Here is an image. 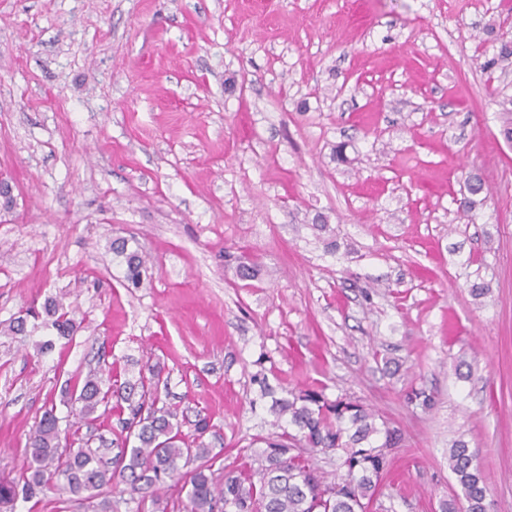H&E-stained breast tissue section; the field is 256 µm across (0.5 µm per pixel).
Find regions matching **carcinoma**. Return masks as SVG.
<instances>
[{
    "label": "carcinoma",
    "mask_w": 512,
    "mask_h": 512,
    "mask_svg": "<svg viewBox=\"0 0 512 512\" xmlns=\"http://www.w3.org/2000/svg\"><path fill=\"white\" fill-rule=\"evenodd\" d=\"M498 63L512 64V41L501 42L497 57L485 67ZM467 187L469 196L460 207L468 214L484 185L471 177ZM112 253L125 265V279L141 285L148 271L145 256L129 248L125 238L112 241ZM43 311L60 336H71L80 326L76 308L60 298L47 299ZM159 384L160 371L150 368L148 374L124 382L115 391L112 411H126L128 417L122 419L125 437L110 463L91 447L92 436L82 433L108 396L98 372H88L79 388L65 386L62 397L80 403L79 414L62 427L55 407L44 410L26 443L22 472L16 478H0V508L10 509L18 499L29 500L44 490H64L87 502L93 512H112L105 491L118 476L137 494L167 484L181 486L186 491L183 512H369L389 455L401 442L397 429L358 400L330 401L316 390L276 398L263 385L261 397H272L274 425L286 417L293 431L262 438L261 454L217 484L208 465L209 421L198 418L192 437H186L177 411L163 401ZM318 452L336 453L342 474L328 479L313 462L312 455ZM195 461L199 465H193ZM448 468L465 505L450 500L442 505V512H487L485 477L465 441L449 448Z\"/></svg>",
    "instance_id": "cac0c4a2"
}]
</instances>
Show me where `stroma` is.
Listing matches in <instances>:
<instances>
[{"mask_svg":"<svg viewBox=\"0 0 512 512\" xmlns=\"http://www.w3.org/2000/svg\"><path fill=\"white\" fill-rule=\"evenodd\" d=\"M503 37L512 0H0V328L62 293L81 322L0 335V475L45 407L68 415L66 382L154 366L183 433L210 420L216 478L271 430L261 375L399 430L393 512L459 493V439L512 512V67L483 68ZM130 235L137 287L111 249Z\"/></svg>","mask_w":512,"mask_h":512,"instance_id":"obj_1","label":"stroma"}]
</instances>
